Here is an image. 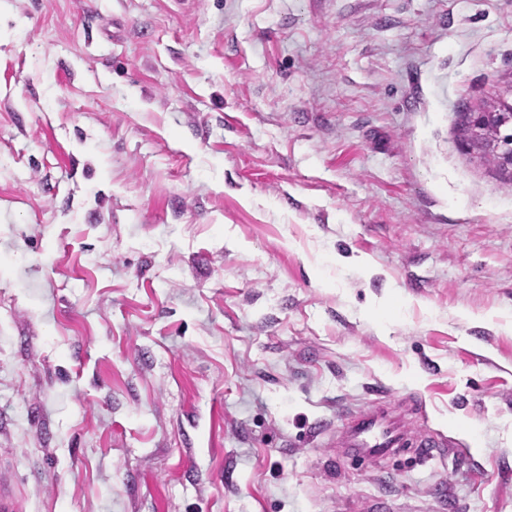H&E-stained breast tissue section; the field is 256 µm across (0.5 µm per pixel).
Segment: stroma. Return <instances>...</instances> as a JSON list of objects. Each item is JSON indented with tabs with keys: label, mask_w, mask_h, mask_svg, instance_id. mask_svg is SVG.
Listing matches in <instances>:
<instances>
[{
	"label": "stroma",
	"mask_w": 512,
	"mask_h": 512,
	"mask_svg": "<svg viewBox=\"0 0 512 512\" xmlns=\"http://www.w3.org/2000/svg\"><path fill=\"white\" fill-rule=\"evenodd\" d=\"M503 101L512 0H0L20 512H512ZM467 124L466 149L493 157L499 169L512 178V148L506 147L500 137L502 128L512 125V104L469 113ZM342 448H350L351 456L370 465L389 454L394 448L409 444L418 448L423 461L429 459L430 448L439 442L431 436H416L402 421L374 410H359L347 418L338 436Z\"/></svg>",
	"instance_id": "stroma-1"
}]
</instances>
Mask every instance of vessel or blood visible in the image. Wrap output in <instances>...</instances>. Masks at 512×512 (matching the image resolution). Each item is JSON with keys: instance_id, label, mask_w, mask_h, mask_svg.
Here are the masks:
<instances>
[{"instance_id": "1", "label": "vessel or blood", "mask_w": 512, "mask_h": 512, "mask_svg": "<svg viewBox=\"0 0 512 512\" xmlns=\"http://www.w3.org/2000/svg\"><path fill=\"white\" fill-rule=\"evenodd\" d=\"M338 441L353 457L375 464L394 448L408 444L418 448L421 458H429L438 442L430 436L409 432L402 421L374 410H360L347 418Z\"/></svg>"}]
</instances>
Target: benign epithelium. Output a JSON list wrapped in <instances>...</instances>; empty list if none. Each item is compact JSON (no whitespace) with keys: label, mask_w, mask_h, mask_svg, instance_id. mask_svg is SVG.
I'll list each match as a JSON object with an SVG mask.
<instances>
[{"label":"benign epithelium","mask_w":512,"mask_h":512,"mask_svg":"<svg viewBox=\"0 0 512 512\" xmlns=\"http://www.w3.org/2000/svg\"><path fill=\"white\" fill-rule=\"evenodd\" d=\"M512 125V104L468 114V151L493 157L500 170L512 178V148L502 143L500 133Z\"/></svg>","instance_id":"1"}]
</instances>
